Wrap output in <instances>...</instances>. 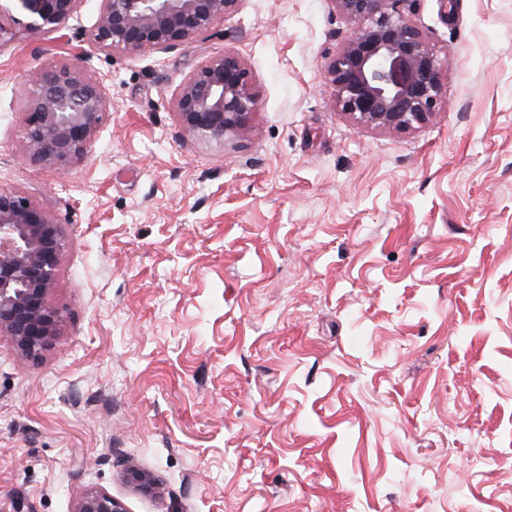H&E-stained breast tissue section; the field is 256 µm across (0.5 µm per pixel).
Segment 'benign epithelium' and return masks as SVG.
Returning a JSON list of instances; mask_svg holds the SVG:
<instances>
[{"label": "benign epithelium", "instance_id": "benign-epithelium-1", "mask_svg": "<svg viewBox=\"0 0 512 512\" xmlns=\"http://www.w3.org/2000/svg\"><path fill=\"white\" fill-rule=\"evenodd\" d=\"M32 29L56 30L80 0H11ZM239 0H98L89 39L100 49L137 55L171 49L234 12ZM354 30L327 67L336 107L356 124L403 133L428 123L443 96L442 62L407 19L404 0H334ZM30 112L23 157L65 167L83 158L107 111L99 80L58 66L27 90ZM257 108L248 68L234 53L210 59L183 84L175 102L180 125L201 141L241 137ZM66 237L54 217L16 190L0 188V335L17 359L36 358L58 336L61 311L48 303ZM127 483L155 494L154 475L125 472ZM73 512H127L107 491L89 489Z\"/></svg>", "mask_w": 512, "mask_h": 512}]
</instances>
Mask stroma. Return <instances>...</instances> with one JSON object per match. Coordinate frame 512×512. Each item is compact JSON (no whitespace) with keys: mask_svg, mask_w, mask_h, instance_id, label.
<instances>
[{"mask_svg":"<svg viewBox=\"0 0 512 512\" xmlns=\"http://www.w3.org/2000/svg\"><path fill=\"white\" fill-rule=\"evenodd\" d=\"M440 111L392 134L336 108L334 0H239L175 48L107 52L95 0L0 24V188L62 224L64 322L0 337V512H512V0H409ZM231 51L257 110L195 140L175 100ZM67 64L108 109L65 169L21 158L26 88ZM157 476L158 495L122 479ZM124 503L107 491L86 490L76 501L73 512H127Z\"/></svg>","mask_w":512,"mask_h":512,"instance_id":"obj_1","label":"stroma"}]
</instances>
